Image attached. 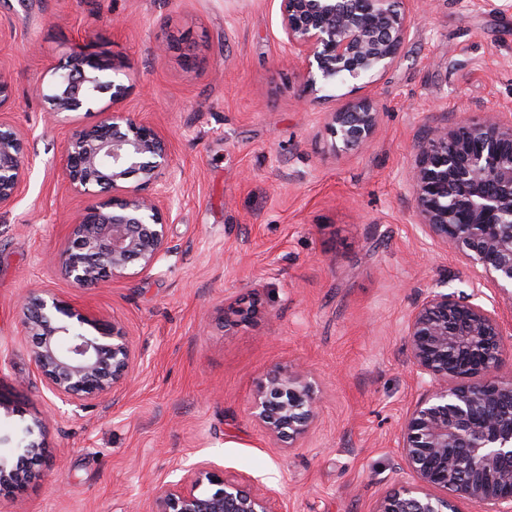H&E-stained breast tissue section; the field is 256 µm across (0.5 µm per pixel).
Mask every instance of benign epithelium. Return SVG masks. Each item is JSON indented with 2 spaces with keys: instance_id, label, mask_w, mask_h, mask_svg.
<instances>
[{
  "instance_id": "1",
  "label": "benign epithelium",
  "mask_w": 512,
  "mask_h": 512,
  "mask_svg": "<svg viewBox=\"0 0 512 512\" xmlns=\"http://www.w3.org/2000/svg\"><path fill=\"white\" fill-rule=\"evenodd\" d=\"M283 61L298 67L302 92L326 99L338 87L383 78L410 35L406 0H280ZM113 60L84 45L49 70L37 86L56 115L90 112L122 86ZM102 119L74 130L62 159L70 190L94 202L71 221L57 259L78 288L152 270L171 253L167 225L175 175L167 138L132 112L101 110ZM340 151L372 141L378 108L351 99L325 115ZM25 137L0 118V210L11 207L29 175ZM408 188L418 224L437 247L452 249L477 277L473 292H431L418 300L406 345L426 394L406 415L400 455L415 483L383 499L377 512H461L459 501L512 512V376L499 375L502 327L496 308L480 301L491 284L512 300V113L464 114L437 122L414 146ZM255 307L224 306V327L252 319ZM23 335L50 391L63 403L116 394L132 376L135 353L121 322L83 312L52 295L31 293L20 305ZM318 396L301 366L273 370L255 393L252 416L291 448L310 430ZM20 461L0 459V500L31 477L29 460L43 455L33 438ZM145 512H272L270 497L229 478L211 462L156 487Z\"/></svg>"
}]
</instances>
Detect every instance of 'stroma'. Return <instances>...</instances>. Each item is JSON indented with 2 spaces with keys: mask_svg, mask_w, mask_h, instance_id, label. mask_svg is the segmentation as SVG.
Masks as SVG:
<instances>
[{
  "mask_svg": "<svg viewBox=\"0 0 512 512\" xmlns=\"http://www.w3.org/2000/svg\"><path fill=\"white\" fill-rule=\"evenodd\" d=\"M278 0H0L5 117L32 168L0 210V455L41 421L45 453L0 512H145L155 487L193 463L270 490L275 512H377L411 481L404 418L426 388L404 327L429 292H470L472 275L421 230L406 183L425 125L462 111H512V0H436L411 18L393 69L357 89L381 112L372 141L334 150L326 113L303 102L281 59ZM170 48L156 54L158 41ZM89 44L120 63L118 101L170 141L178 174L155 269L93 288L55 254L90 200L69 190L61 159L96 112L49 119L33 87ZM43 289L124 325L136 369L115 398L62 404L21 333V297ZM259 315L224 328L225 303ZM303 365L318 417L284 448L252 419L259 382Z\"/></svg>",
  "mask_w": 512,
  "mask_h": 512,
  "instance_id": "1",
  "label": "stroma"
}]
</instances>
